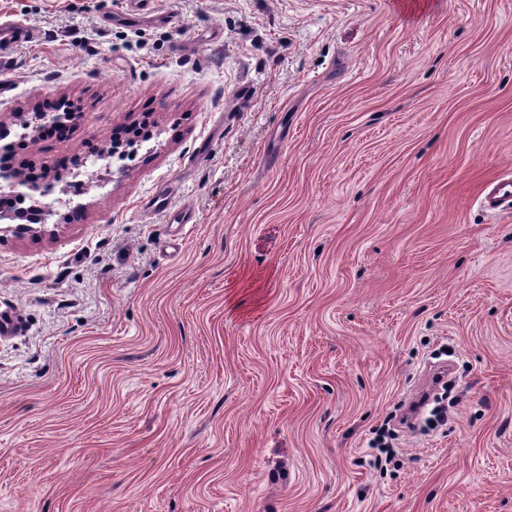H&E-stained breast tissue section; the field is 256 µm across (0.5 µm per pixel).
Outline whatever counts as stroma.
Returning <instances> with one entry per match:
<instances>
[{
	"mask_svg": "<svg viewBox=\"0 0 512 512\" xmlns=\"http://www.w3.org/2000/svg\"><path fill=\"white\" fill-rule=\"evenodd\" d=\"M0 0L16 161L146 124L0 238V512H512V0ZM82 123L18 147L57 99ZM447 426L369 441L441 347ZM40 39L38 31L18 21L0 20V75L13 71L11 52L23 44H32ZM479 201L489 212L512 211V177L493 179L482 188Z\"/></svg>",
	"mask_w": 512,
	"mask_h": 512,
	"instance_id": "35a3bbf8",
	"label": "stroma"
}]
</instances>
